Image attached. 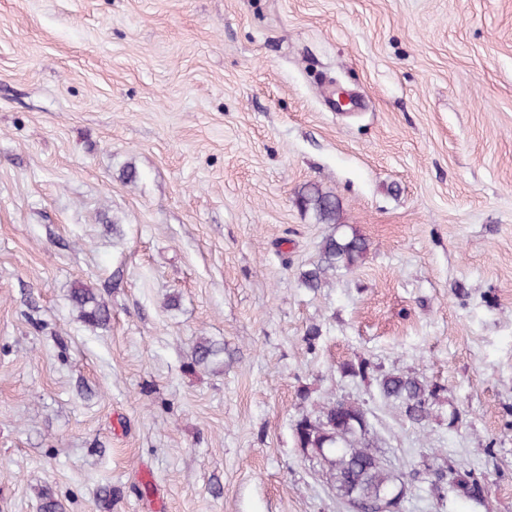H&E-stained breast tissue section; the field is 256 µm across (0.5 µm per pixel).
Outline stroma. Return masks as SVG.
I'll use <instances>...</instances> for the list:
<instances>
[{
    "label": "stroma",
    "mask_w": 512,
    "mask_h": 512,
    "mask_svg": "<svg viewBox=\"0 0 512 512\" xmlns=\"http://www.w3.org/2000/svg\"><path fill=\"white\" fill-rule=\"evenodd\" d=\"M338 227L365 260L305 288ZM339 399L400 512H470L451 462L512 512V0H0V512H347L293 436ZM296 202L302 210L311 212L317 223L339 225V204L333 192L310 184L297 193ZM71 300L78 308L80 317L93 326L105 325L110 317L109 308L89 288H75L71 292ZM380 396L398 407L413 425L428 422L443 387L429 384L414 373L384 372L376 376Z\"/></svg>",
    "instance_id": "stroma-1"
}]
</instances>
